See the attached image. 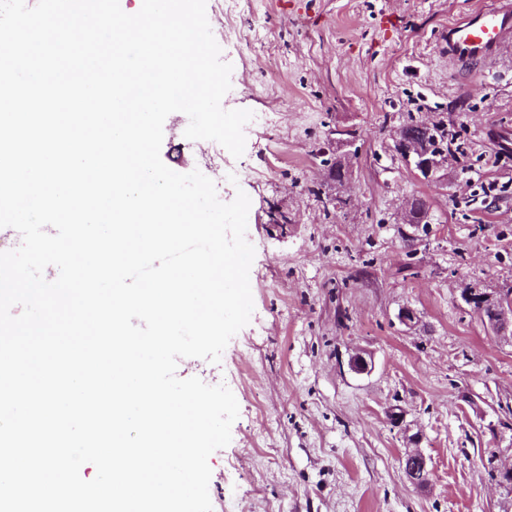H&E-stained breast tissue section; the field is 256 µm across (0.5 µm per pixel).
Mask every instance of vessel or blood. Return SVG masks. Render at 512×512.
Returning a JSON list of instances; mask_svg holds the SVG:
<instances>
[{
  "mask_svg": "<svg viewBox=\"0 0 512 512\" xmlns=\"http://www.w3.org/2000/svg\"><path fill=\"white\" fill-rule=\"evenodd\" d=\"M448 60L471 67L512 53V0L476 10L449 25Z\"/></svg>",
  "mask_w": 512,
  "mask_h": 512,
  "instance_id": "b4317fda",
  "label": "vessel or blood"
}]
</instances>
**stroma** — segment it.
Instances as JSON below:
<instances>
[{"label":"stroma","instance_id":"35a3bbf8","mask_svg":"<svg viewBox=\"0 0 512 512\" xmlns=\"http://www.w3.org/2000/svg\"><path fill=\"white\" fill-rule=\"evenodd\" d=\"M495 2L238 0L222 106L254 114L243 155L216 168L166 118L167 167L251 201V320L220 363L176 370L238 402L213 512H512L487 465H512V338L465 301L512 290V57L461 71L444 51L449 22ZM412 119L457 134L438 182L393 152ZM414 198L428 223H403ZM414 448L424 487L402 469ZM403 470L408 480L417 486H426L430 482L431 470L428 459L419 450L408 451L403 458Z\"/></svg>","mask_w":512,"mask_h":512}]
</instances>
